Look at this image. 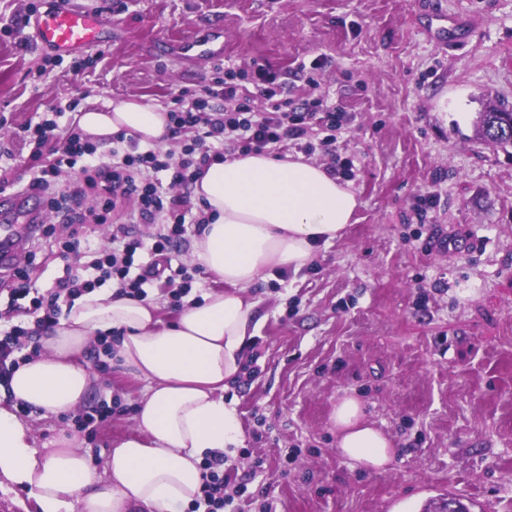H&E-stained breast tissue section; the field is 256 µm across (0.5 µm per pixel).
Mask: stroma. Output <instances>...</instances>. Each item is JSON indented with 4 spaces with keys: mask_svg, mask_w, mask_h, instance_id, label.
I'll use <instances>...</instances> for the list:
<instances>
[{
    "mask_svg": "<svg viewBox=\"0 0 512 512\" xmlns=\"http://www.w3.org/2000/svg\"><path fill=\"white\" fill-rule=\"evenodd\" d=\"M45 2L0 0V140L45 113L67 126L73 99L169 107L214 69L181 40L218 29L224 62L264 67L289 97H324L350 116L338 145L353 162V224L309 268L255 289L261 325L244 356L258 372L224 391L243 433L224 481L248 489L224 512H424L458 482L470 512H512V149L475 135L486 106H512V0H72L112 18L111 43L88 50L79 73L50 63L23 23ZM435 14L468 19L465 40L439 46ZM318 57L321 71L299 72ZM428 191L439 204L421 220L413 206ZM446 238L461 250L440 249ZM28 251L31 285L46 293L64 262L40 237ZM89 369L83 413L113 409L95 435L74 415L21 420L35 448L67 432L100 472L134 431L143 384ZM346 396L393 438L386 466L338 453Z\"/></svg>",
    "mask_w": 512,
    "mask_h": 512,
    "instance_id": "1",
    "label": "stroma"
}]
</instances>
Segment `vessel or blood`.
<instances>
[{"mask_svg": "<svg viewBox=\"0 0 512 512\" xmlns=\"http://www.w3.org/2000/svg\"><path fill=\"white\" fill-rule=\"evenodd\" d=\"M36 38L55 53L68 55L93 45H106L112 24L105 17L91 14L75 5L50 8L38 13L33 20ZM183 48L194 59H216L222 49L213 45L212 39L190 36L184 39ZM45 220L39 205L23 190L0 192V270H13L18 259L38 225Z\"/></svg>", "mask_w": 512, "mask_h": 512, "instance_id": "b4317fda", "label": "vessel or blood"}]
</instances>
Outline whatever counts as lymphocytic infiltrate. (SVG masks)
Returning <instances> with one entry per match:
<instances>
[{
    "instance_id": "obj_1",
    "label": "lymphocytic infiltrate",
    "mask_w": 512,
    "mask_h": 512,
    "mask_svg": "<svg viewBox=\"0 0 512 512\" xmlns=\"http://www.w3.org/2000/svg\"><path fill=\"white\" fill-rule=\"evenodd\" d=\"M256 93L265 101L263 109L252 105ZM168 116L173 136L186 140L180 158L121 133L112 138V161L107 165L98 162L96 145L77 124L62 127L56 119L43 117L21 127L18 138L29 147L34 162L28 190L66 224V250H84L92 260L83 276L65 274L54 290L36 297L24 285L27 267H16L13 276L20 286L12 291L10 313L34 314L38 325L52 326L62 304H73L110 279L121 293L133 297L148 298L150 289L158 286L180 301L190 293L193 277L178 264L179 249L193 226L211 221L204 207L193 202L189 188L206 167L229 154H278L291 145L328 156L330 174L343 176L350 169L336 151L338 133L348 123L346 113L320 98L295 102L284 82L262 67L248 73L231 64L216 66L201 92L175 96ZM75 167L83 186L70 195L58 193L60 174ZM118 210L125 220L115 225L111 217ZM107 223L112 226V251L102 257L78 229ZM139 224L155 225L156 230L140 238L135 233ZM223 464L220 458L204 462L202 495L194 501L199 512H224L232 502L220 472Z\"/></svg>"
}]
</instances>
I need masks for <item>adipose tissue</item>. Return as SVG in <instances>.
Returning a JSON list of instances; mask_svg holds the SVG:
<instances>
[{
  "instance_id": "adipose-tissue-1",
  "label": "adipose tissue",
  "mask_w": 512,
  "mask_h": 512,
  "mask_svg": "<svg viewBox=\"0 0 512 512\" xmlns=\"http://www.w3.org/2000/svg\"><path fill=\"white\" fill-rule=\"evenodd\" d=\"M79 125L97 142L121 132L160 145L169 137L166 111L137 100L90 108ZM193 193L212 218L193 258L224 281V290L188 298L170 326L152 300L85 294L44 329L42 354L21 363L8 381L15 403L41 418L74 413L92 383L83 352L93 338L118 331L116 357L144 384L135 431L117 442L102 480L73 439L37 450L28 428L0 406V477L27 489L38 512H181L191 503L205 457L232 462L243 441L224 388L259 330L249 290L271 271L309 267L318 246L336 240L359 206L350 184L301 155L235 154L210 165ZM334 420L337 449L351 467L389 462L392 440L365 420L356 398L341 399Z\"/></svg>"
}]
</instances>
